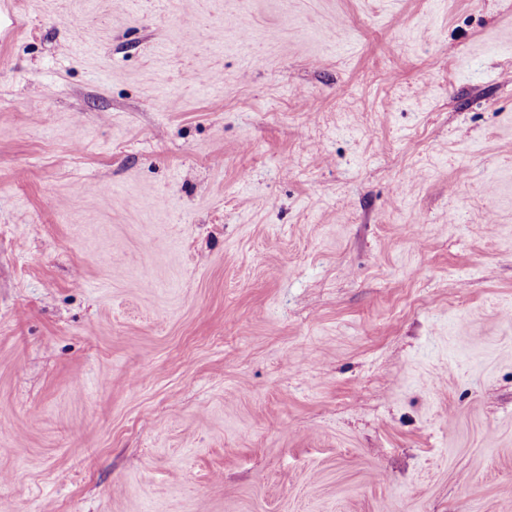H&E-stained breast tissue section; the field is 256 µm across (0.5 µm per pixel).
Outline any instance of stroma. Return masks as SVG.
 I'll list each match as a JSON object with an SVG mask.
<instances>
[{
  "instance_id": "stroma-1",
  "label": "stroma",
  "mask_w": 512,
  "mask_h": 512,
  "mask_svg": "<svg viewBox=\"0 0 512 512\" xmlns=\"http://www.w3.org/2000/svg\"><path fill=\"white\" fill-rule=\"evenodd\" d=\"M0 512H512V0H0Z\"/></svg>"
}]
</instances>
